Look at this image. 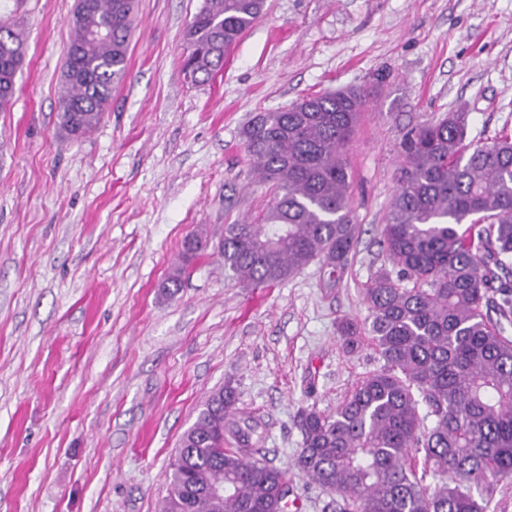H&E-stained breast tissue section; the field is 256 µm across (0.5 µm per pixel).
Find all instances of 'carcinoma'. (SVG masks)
<instances>
[{"mask_svg": "<svg viewBox=\"0 0 512 512\" xmlns=\"http://www.w3.org/2000/svg\"><path fill=\"white\" fill-rule=\"evenodd\" d=\"M0 6V107L27 53L20 9ZM266 0H206L189 23L182 71L204 82L264 13ZM134 0H77L58 130L80 138L101 122L127 74ZM371 90L306 95L259 112L241 131L257 180L275 190L250 224L224 229V266L246 286L284 281L315 260L348 261L352 222L344 151ZM468 115L411 129L378 244L388 266L364 292L383 361L332 414L300 410L297 468L337 496L336 512H486L512 481V137L465 143ZM343 349L363 328L345 320ZM258 421L232 390L212 393L183 434L161 512H288L287 474L254 458ZM224 489V498L211 494Z\"/></svg>", "mask_w": 512, "mask_h": 512, "instance_id": "carcinoma-1", "label": "carcinoma"}]
</instances>
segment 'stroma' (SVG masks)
Returning <instances> with one entry per match:
<instances>
[{
  "instance_id": "35a3bbf8",
  "label": "stroma",
  "mask_w": 512,
  "mask_h": 512,
  "mask_svg": "<svg viewBox=\"0 0 512 512\" xmlns=\"http://www.w3.org/2000/svg\"><path fill=\"white\" fill-rule=\"evenodd\" d=\"M204 3L135 0L127 76L78 139L57 130L75 0L23 7L26 61L0 110V512H160L182 435L227 387L300 512H323L328 495L295 466V419L334 412L381 364L369 344L346 353L338 327L369 323L403 135L457 110L469 143L512 135V0H267L192 85L184 34ZM351 86L375 93L346 150L362 227L347 264L243 286L224 228L273 191L242 127ZM197 230L206 245L183 262Z\"/></svg>"
}]
</instances>
